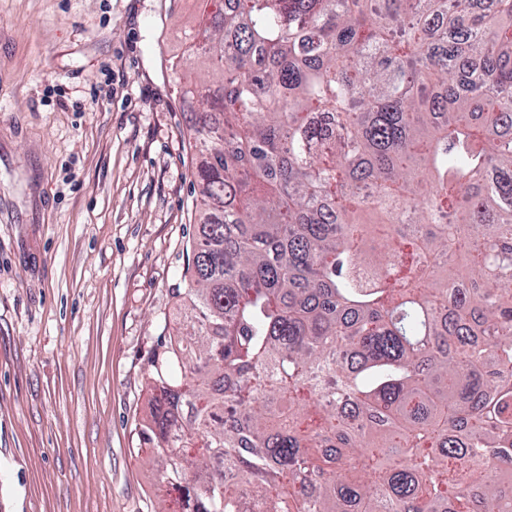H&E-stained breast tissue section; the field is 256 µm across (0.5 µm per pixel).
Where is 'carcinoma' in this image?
I'll list each match as a JSON object with an SVG mask.
<instances>
[{"label":"carcinoma","instance_id":"carcinoma-1","mask_svg":"<svg viewBox=\"0 0 512 512\" xmlns=\"http://www.w3.org/2000/svg\"><path fill=\"white\" fill-rule=\"evenodd\" d=\"M213 2L156 512H512V0Z\"/></svg>","mask_w":512,"mask_h":512}]
</instances>
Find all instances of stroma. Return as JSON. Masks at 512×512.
<instances>
[{"label": "stroma", "mask_w": 512, "mask_h": 512, "mask_svg": "<svg viewBox=\"0 0 512 512\" xmlns=\"http://www.w3.org/2000/svg\"><path fill=\"white\" fill-rule=\"evenodd\" d=\"M201 0H0V512H154L148 357L203 214Z\"/></svg>", "instance_id": "obj_1"}]
</instances>
